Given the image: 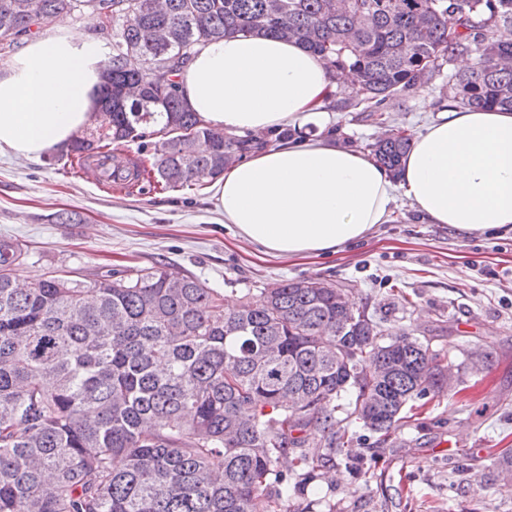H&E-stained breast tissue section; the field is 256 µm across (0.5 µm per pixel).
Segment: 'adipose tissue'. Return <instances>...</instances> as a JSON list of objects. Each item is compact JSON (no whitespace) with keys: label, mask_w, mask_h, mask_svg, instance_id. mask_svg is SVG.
Masks as SVG:
<instances>
[{"label":"adipose tissue","mask_w":512,"mask_h":512,"mask_svg":"<svg viewBox=\"0 0 512 512\" xmlns=\"http://www.w3.org/2000/svg\"><path fill=\"white\" fill-rule=\"evenodd\" d=\"M95 25L25 40L0 75V156L39 159L108 121L95 105L104 85ZM177 85L189 108L224 132L295 129L211 186L225 224L265 255H327L354 245L389 221L399 194L430 224L466 234L512 231L511 112L438 111L393 175L326 136V105L345 86L297 42L254 34L206 41Z\"/></svg>","instance_id":"ef3b65f1"}]
</instances>
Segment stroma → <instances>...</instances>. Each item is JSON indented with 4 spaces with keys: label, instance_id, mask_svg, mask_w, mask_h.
I'll use <instances>...</instances> for the list:
<instances>
[{
    "label": "stroma",
    "instance_id": "1",
    "mask_svg": "<svg viewBox=\"0 0 512 512\" xmlns=\"http://www.w3.org/2000/svg\"><path fill=\"white\" fill-rule=\"evenodd\" d=\"M73 212L76 224L49 214ZM25 244L21 278L136 272L167 264L227 293L284 279L342 283L391 333L453 359L455 390L415 403L387 440L359 430L357 460L337 462L301 500L310 512H512V232L467 236L398 200L388 223L333 256L272 258L225 226L207 186L125 189L64 152L0 157V239ZM493 354L474 371L469 355Z\"/></svg>",
    "mask_w": 512,
    "mask_h": 512
}]
</instances>
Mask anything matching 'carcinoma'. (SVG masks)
Wrapping results in <instances>:
<instances>
[{"label": "carcinoma", "mask_w": 512, "mask_h": 512, "mask_svg": "<svg viewBox=\"0 0 512 512\" xmlns=\"http://www.w3.org/2000/svg\"><path fill=\"white\" fill-rule=\"evenodd\" d=\"M148 2L0 0L10 50L75 11L112 24V125L74 138L80 166L109 159L125 173L117 147L156 136L152 168L130 179L174 189L291 138L220 135L179 96L173 76L195 48L235 33L295 39L353 75L329 107L371 123L438 79L440 109L512 111V0ZM146 27L169 41H142ZM464 56L474 64L445 73ZM410 145L393 129L369 148L395 173ZM23 258L0 240V512H281L354 456L336 412L386 437L410 401L441 389L440 354L405 333L385 340L355 299L336 301L339 283L285 279L227 311L221 292L168 265L21 281Z\"/></svg>", "instance_id": "obj_1"}]
</instances>
